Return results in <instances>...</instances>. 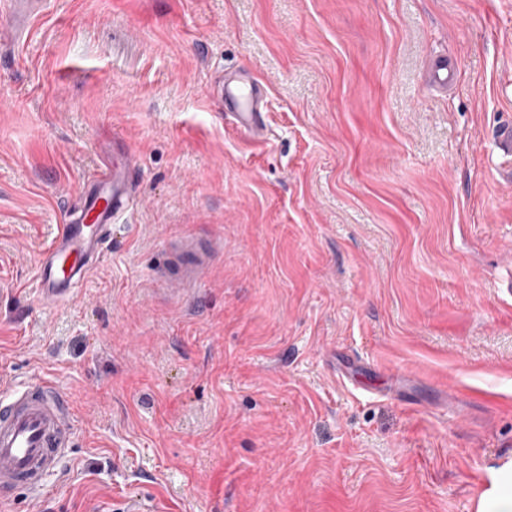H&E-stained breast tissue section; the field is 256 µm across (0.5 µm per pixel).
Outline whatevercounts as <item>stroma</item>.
<instances>
[{
    "label": "stroma",
    "mask_w": 512,
    "mask_h": 512,
    "mask_svg": "<svg viewBox=\"0 0 512 512\" xmlns=\"http://www.w3.org/2000/svg\"><path fill=\"white\" fill-rule=\"evenodd\" d=\"M248 75L259 142L220 99ZM507 119L512 0H50L0 44V391L49 376L77 425L0 512H478L512 474ZM124 152L128 230L43 304ZM187 237L217 249L177 293ZM456 63L448 58L429 60L426 65L428 84L436 90L452 91L457 85ZM137 166L135 155L127 152L119 160L112 159V167L98 178L84 184L81 221L62 224L55 239L43 249L36 285L44 302L63 301L92 271L105 227L121 228L124 215L138 203L131 177Z\"/></svg>",
    "instance_id": "stroma-1"
}]
</instances>
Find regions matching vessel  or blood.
Returning <instances> with one entry per match:
<instances>
[{
	"mask_svg": "<svg viewBox=\"0 0 512 512\" xmlns=\"http://www.w3.org/2000/svg\"><path fill=\"white\" fill-rule=\"evenodd\" d=\"M0 2L4 3L9 20L0 37L15 43L22 41L36 17L35 6L43 0ZM426 73L433 89L448 92L457 85V66L450 59L428 61ZM221 99L225 109L232 113L237 130L252 139H263L264 93L260 85L226 84ZM137 166L135 155L125 153L113 160L98 178L85 184L81 221L62 225L42 252L37 288L44 302L63 301L92 271L106 226L121 225L124 215L138 203L131 177ZM212 251V246L194 241L178 246L176 260L165 272L164 281L179 289L195 282L208 266ZM75 426L73 409L52 378H42L36 384L1 396L0 495L16 489L42 491L47 476L67 456Z\"/></svg>",
	"mask_w": 512,
	"mask_h": 512,
	"instance_id": "obj_1",
	"label": "vessel or blood"
}]
</instances>
